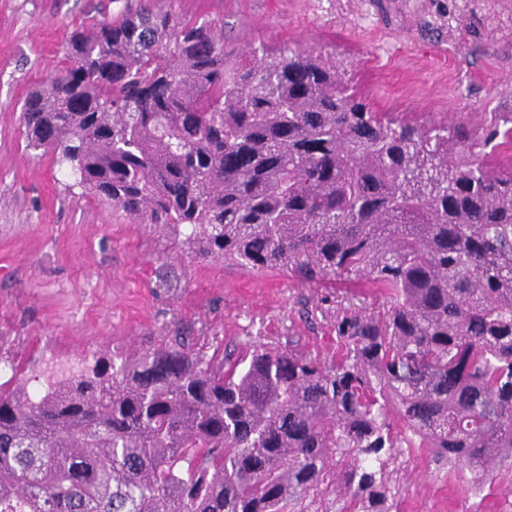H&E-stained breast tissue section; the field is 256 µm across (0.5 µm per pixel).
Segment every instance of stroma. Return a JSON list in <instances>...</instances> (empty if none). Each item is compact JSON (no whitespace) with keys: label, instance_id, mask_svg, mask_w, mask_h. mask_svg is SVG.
<instances>
[{"label":"stroma","instance_id":"obj_1","mask_svg":"<svg viewBox=\"0 0 512 512\" xmlns=\"http://www.w3.org/2000/svg\"><path fill=\"white\" fill-rule=\"evenodd\" d=\"M222 26L244 46L316 49L377 112L425 126L465 125L473 151L512 157V0H163ZM111 0H0V356L28 376L184 336L193 348L255 340L327 353L328 317H300L325 294L381 306L371 288L302 285L280 272L239 283L237 266L191 253L183 235L83 194L68 168L26 148L20 107L65 63L76 26L111 17ZM499 138L487 141L490 128ZM393 512H512V469L481 494L425 448L393 466Z\"/></svg>","mask_w":512,"mask_h":512}]
</instances>
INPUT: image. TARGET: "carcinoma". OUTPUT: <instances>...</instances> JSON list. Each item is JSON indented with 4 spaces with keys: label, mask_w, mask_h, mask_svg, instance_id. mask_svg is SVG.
<instances>
[{
    "label": "carcinoma",
    "mask_w": 512,
    "mask_h": 512,
    "mask_svg": "<svg viewBox=\"0 0 512 512\" xmlns=\"http://www.w3.org/2000/svg\"><path fill=\"white\" fill-rule=\"evenodd\" d=\"M112 3L22 103L26 147L203 257L384 306L336 301L330 356L174 336L36 394L12 374L0 512H314L338 489L339 512H392L405 448L481 492L512 463V165L373 111L334 54Z\"/></svg>",
    "instance_id": "1"
}]
</instances>
